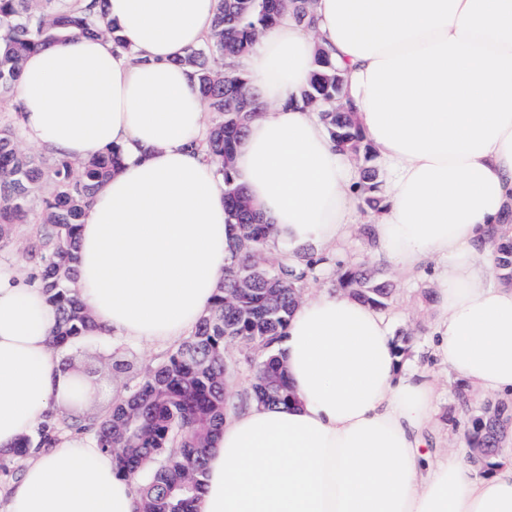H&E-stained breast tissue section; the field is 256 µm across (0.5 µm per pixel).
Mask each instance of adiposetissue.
I'll return each instance as SVG.
<instances>
[{"label":"adipose tissue","mask_w":512,"mask_h":512,"mask_svg":"<svg viewBox=\"0 0 512 512\" xmlns=\"http://www.w3.org/2000/svg\"><path fill=\"white\" fill-rule=\"evenodd\" d=\"M313 0L317 32L281 19L252 51L229 60L268 105L235 155L238 183L272 224L271 242L335 250L358 205L350 158L296 104L317 49L348 74L360 117L372 61L342 50ZM132 47L76 36L30 54L18 84L20 125L47 155L80 162L114 145L120 169L96 192L79 235L78 289L102 335L169 345L194 329L230 265L224 184L197 150L210 121L179 60L213 29L218 0H106ZM386 171L375 232L397 220V196L422 166L377 143ZM478 164L499 181L497 213L454 241L407 247L393 264L437 259L439 364L476 392L512 396V287L495 283L486 225L512 211V126ZM56 309L30 275L0 271V449L69 408L74 376L51 347ZM297 406L226 415L207 459L198 512H512V465L473 475L464 455L423 469L435 388L400 375L382 315L343 293L299 304L274 345ZM133 482L79 433L31 450L5 512H137Z\"/></svg>","instance_id":"ef3b65f1"}]
</instances>
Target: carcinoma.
I'll return each instance as SVG.
<instances>
[{
    "label": "carcinoma",
    "mask_w": 512,
    "mask_h": 512,
    "mask_svg": "<svg viewBox=\"0 0 512 512\" xmlns=\"http://www.w3.org/2000/svg\"><path fill=\"white\" fill-rule=\"evenodd\" d=\"M104 3L0 0V102L12 96L30 52L72 34L107 35L116 48L131 52L117 27L107 22ZM312 6V0H220L205 45L180 60L215 120L197 149L214 163L224 182L231 266L207 313L159 365L141 372L130 357L112 351L77 362L68 355L62 357L63 365L79 367L81 385L87 383L91 366L108 371L119 383L132 376L136 384L124 387L103 411L73 404L67 414L42 424L36 438L3 451L14 463L13 474H19L30 448L52 447L65 427L90 435L97 447L112 455L118 474L137 481L140 512H197L206 482V460L226 415V344L240 340L270 348L293 316L304 279L322 264L310 255L290 264L267 253L272 225L256 211L234 171L240 137L247 123L263 111V102L244 73L217 70L211 59L248 53L266 29L288 15L312 27ZM346 82V71L322 50L300 97L319 111L337 148L357 163L360 177L353 192L360 208L379 212L383 196L376 151L361 130L357 112L344 101ZM121 161V148L113 146L79 163L61 157L44 163L19 147L16 127L0 129V248L13 243L18 225L29 223L34 190L49 185L47 195L39 199L40 224L25 251L47 302L59 313L52 338L57 350H77L97 330L75 288L78 229L96 188ZM487 235L497 279L512 286V237L501 224L488 225ZM336 287L375 308L385 306L391 294V284L365 266L340 268ZM291 401L283 364L271 354L256 371L245 403L286 407ZM511 424L512 406L503 400L487 402L469 420L466 448L480 474L488 471Z\"/></svg>",
    "instance_id": "obj_1"
}]
</instances>
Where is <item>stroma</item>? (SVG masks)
Wrapping results in <instances>:
<instances>
[{
    "mask_svg": "<svg viewBox=\"0 0 512 512\" xmlns=\"http://www.w3.org/2000/svg\"><path fill=\"white\" fill-rule=\"evenodd\" d=\"M367 220V214L358 213L356 223L349 225L335 252L329 253L326 264L319 266L305 280L301 293L308 297L319 292L335 291L337 269L360 263L380 268L391 279L394 284L393 297L382 308L381 313L392 334L407 333L411 336L400 368L405 372L426 373L436 384V412L426 431L430 442L429 455L423 462L424 467L428 468L446 455L461 452L464 442L463 425H454L448 421V409L455 403V389L459 378L447 367L438 365L431 359L428 346L438 319L436 267L431 264L411 273L396 270L380 254L375 242L362 234L361 226ZM263 356V351L243 341L226 346L229 407L241 408Z\"/></svg>",
    "mask_w": 512,
    "mask_h": 512,
    "instance_id": "obj_1",
    "label": "stroma"
}]
</instances>
